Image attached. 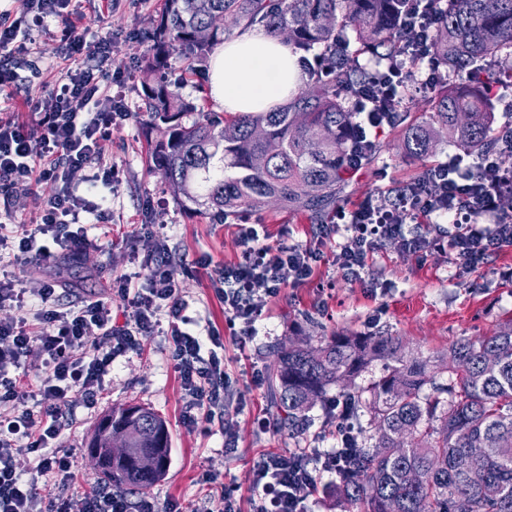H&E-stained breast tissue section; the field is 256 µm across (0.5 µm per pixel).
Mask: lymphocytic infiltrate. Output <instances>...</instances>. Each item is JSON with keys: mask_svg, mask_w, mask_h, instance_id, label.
Segmentation results:
<instances>
[{"mask_svg": "<svg viewBox=\"0 0 512 512\" xmlns=\"http://www.w3.org/2000/svg\"><path fill=\"white\" fill-rule=\"evenodd\" d=\"M75 0H20L15 11L0 12V92L22 98L38 114L35 124L20 118H0V209L11 212L17 191L45 182L57 192L43 201L30 220L0 234V309L32 307V318L0 319V403L13 406L8 421H0V512H155L144 496L95 488L77 500L45 498L42 486L70 477L69 461L53 446L65 428L66 405L78 395L94 401L104 389L113 363L139 352L143 338L166 328L170 359L189 399L183 414L186 426L208 432L219 424L225 447H233L237 422L226 401L235 381L224 369V340L214 330H200L186 316L187 302L163 240L143 257L144 277L114 278L112 288L128 302L124 324L112 321V310L101 297L64 304L65 283L50 278L17 287L12 267L30 258L76 259L83 240L81 216L98 212L102 204L77 195V182L111 184L112 168L91 173L101 160L107 134L126 115L124 98L110 88L123 84L130 73L116 63L112 43H88L73 21ZM56 26L53 41L64 49L69 66L63 77L40 96H32L36 32ZM401 66L369 80L367 93L356 100L360 119L355 125L361 147L375 146V134L388 125L390 109L403 93L418 91ZM454 209L464 222L454 225L448 244L459 265L472 269L489 254L512 245V169L497 156L482 152L475 162H443L427 178L410 185L396 203L383 206L366 201L349 215L345 227L323 224L321 236L345 230L336 264L348 277H360L370 253L382 243L397 242L402 252L429 251L433 240L412 234L409 224L429 214ZM241 259L219 269L211 280L224 303L229 325L240 328L239 344L257 334L271 298L285 284L312 277L316 251L294 245L275 248L262 244L258 229L241 228ZM40 362L30 375L26 361ZM337 448L291 451L262 458L253 469L251 512H307L305 502L317 485L318 473L338 472L354 427L346 407L333 401Z\"/></svg>", "mask_w": 512, "mask_h": 512, "instance_id": "1", "label": "lymphocytic infiltrate"}]
</instances>
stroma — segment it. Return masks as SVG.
Instances as JSON below:
<instances>
[{
  "label": "stroma",
  "mask_w": 512,
  "mask_h": 512,
  "mask_svg": "<svg viewBox=\"0 0 512 512\" xmlns=\"http://www.w3.org/2000/svg\"><path fill=\"white\" fill-rule=\"evenodd\" d=\"M161 7L162 0H123L116 10L108 0H81L79 26L87 41L111 37L115 58L132 74L123 87L127 116L113 125L106 141L104 162L115 169L112 186H76L77 194L92 201L111 195L112 220L101 223L95 215H84L86 255L81 263L43 259L18 267L16 273L30 282L60 276L69 286V300L104 297L113 317L123 320L127 303L113 294L112 280L139 272L140 253L152 247L141 227L152 225L162 234L174 258L189 303L188 316L212 323L225 338L224 367L237 381L236 394L227 400L237 411L236 442L228 449L219 427L203 434L182 424L187 398L171 367L168 338L160 333L145 340L140 353L127 354L115 362L97 400L90 403L73 397L67 409L69 424L58 439L71 463L73 477L63 486L52 487L51 492L76 499L99 486L100 475L89 460L85 442L106 411L137 403L161 414L170 433L167 473L148 493L158 512H164L171 501L178 503L181 512H195L198 502L211 492L208 479L212 476L233 490L241 512H248L253 466L263 453L331 449L336 445L328 414L329 400L340 392L336 386L328 390L325 401L309 411L301 433L288 432L280 425L267 431L254 426V417L271 412L272 407L269 386H253L252 372L268 369L273 349L304 336L388 334L401 337L410 351L427 355L447 351L460 339L490 335L500 323L512 318V279L499 274L500 269L512 267V247L495 253L476 269H462L443 236L447 221L434 214L417 230L438 239L435 250L423 257L405 255L396 243H384L368 256L361 278L349 280L334 263L341 236L320 237L317 223L306 215L272 205L213 224L177 206L160 175L149 168L148 143L157 134L144 123L143 88L138 74L140 60L149 50L143 34L151 28ZM376 140L378 155L352 172L329 214V223H341L344 215L368 197L392 205L403 185L438 163L458 157L467 164L473 161L444 134L438 136L429 154L421 157L406 152L402 127H384ZM244 223L263 228L264 244L310 247L319 252L320 260L305 284L285 286L272 298L266 318L257 324V336L242 347L230 337L224 307L208 275L195 272L192 262L200 256L209 257L216 267L236 262L241 254L239 229Z\"/></svg>",
  "instance_id": "stroma-1"
}]
</instances>
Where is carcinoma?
I'll list each match as a JSON object with an SVG mask.
<instances>
[{"label": "carcinoma", "mask_w": 512, "mask_h": 512, "mask_svg": "<svg viewBox=\"0 0 512 512\" xmlns=\"http://www.w3.org/2000/svg\"><path fill=\"white\" fill-rule=\"evenodd\" d=\"M435 17L431 51L453 78L480 77L496 59L512 71V0H427ZM414 0H163L145 33L141 60L146 125L159 136L149 145L151 170L174 202L198 206L215 224L276 204L317 220L336 205L350 173L353 112L340 88L360 91L368 72L361 49L381 48L378 60L404 54L401 21ZM263 26L294 52L313 55L329 74L311 72L304 87L273 112L233 116L200 112L162 75L176 54L194 75L212 50L242 30ZM452 87L428 103L426 124L405 125L404 145L429 153L437 129L457 148L494 146L491 89ZM380 376L356 383L372 362ZM274 407L300 432L307 412L332 385L353 420L374 423L369 444L336 474L343 512H512V320L491 335L461 340L448 353L414 357L397 336H319L275 353ZM88 455L114 492L145 493L166 474L170 436L152 408L128 405L102 417Z\"/></svg>", "instance_id": "cac0c4a2"}]
</instances>
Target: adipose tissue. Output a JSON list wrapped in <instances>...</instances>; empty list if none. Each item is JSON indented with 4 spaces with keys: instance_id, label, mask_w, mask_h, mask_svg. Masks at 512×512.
<instances>
[{
    "instance_id": "adipose-tissue-1",
    "label": "adipose tissue",
    "mask_w": 512,
    "mask_h": 512,
    "mask_svg": "<svg viewBox=\"0 0 512 512\" xmlns=\"http://www.w3.org/2000/svg\"><path fill=\"white\" fill-rule=\"evenodd\" d=\"M303 79L288 44L266 28L254 26L216 48L208 95L229 115L268 112L290 100Z\"/></svg>"
}]
</instances>
